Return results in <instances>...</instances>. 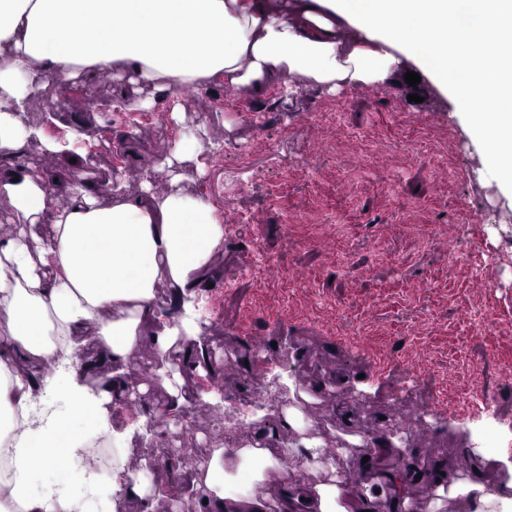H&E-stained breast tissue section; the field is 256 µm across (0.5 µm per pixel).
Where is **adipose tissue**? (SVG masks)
Instances as JSON below:
<instances>
[{"instance_id": "adipose-tissue-1", "label": "adipose tissue", "mask_w": 512, "mask_h": 512, "mask_svg": "<svg viewBox=\"0 0 512 512\" xmlns=\"http://www.w3.org/2000/svg\"><path fill=\"white\" fill-rule=\"evenodd\" d=\"M91 71L154 87L174 117L185 109L178 93L187 85H221L256 99L273 83L336 91L415 72L467 114L473 143L490 158L486 180L512 202V0H0V156L37 137L22 114L40 89L77 84ZM476 97L488 108L468 114ZM188 161L201 173L208 167L205 150L174 147L164 161L171 191L132 194L117 183L107 205L75 167L72 204L46 236L36 228L50 181L35 171L0 176V197L10 205V230L0 237V420L24 416L6 482L24 512H51L32 477L76 454L75 416L99 422L125 392L121 379L103 384L79 364L84 330H94L117 368L147 341L163 361L174 349H206L194 321L200 274L223 249L224 226L206 193L181 192ZM163 284L174 290L177 320L158 308ZM61 357L72 369L40 384L17 367L21 359ZM58 393L73 417L53 413L49 399ZM35 405L40 414L32 419ZM276 441L262 434L240 448L214 449L195 481L207 490L199 512H348L334 479L307 483L289 474ZM229 458L253 466L247 491H228ZM433 507L512 512V479L459 484Z\"/></svg>"}]
</instances>
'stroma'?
Returning a JSON list of instances; mask_svg holds the SVG:
<instances>
[{"label": "stroma", "mask_w": 512, "mask_h": 512, "mask_svg": "<svg viewBox=\"0 0 512 512\" xmlns=\"http://www.w3.org/2000/svg\"><path fill=\"white\" fill-rule=\"evenodd\" d=\"M70 87L46 85L24 119L41 139L0 159V173L38 168L55 184L40 233L70 199L71 162L94 185L121 178L137 192L144 178L169 187L164 158L175 143L204 148L205 175L187 168L185 194L206 190L224 221V248L201 290V333L213 351L200 372H182L194 427L181 440L112 438L124 468L155 465L159 492L193 497L196 464L206 462L210 414L278 391L270 373L305 392L303 430L283 439L304 480L313 471L304 440L343 444V433L373 434L377 476L405 479L401 512H430L433 486L405 466L443 465L448 477H512V205L482 178L452 99L436 90L410 101L404 82L288 96L271 87L259 101L214 92L181 93L187 110L171 120L164 104L117 112V84L100 72ZM67 144L48 153L43 139ZM233 174L241 189L224 191ZM159 358L144 345L124 367L128 384L150 383L136 406H110L115 426L138 424L167 402L154 384ZM352 415L342 423L337 409Z\"/></svg>", "instance_id": "stroma-1"}]
</instances>
